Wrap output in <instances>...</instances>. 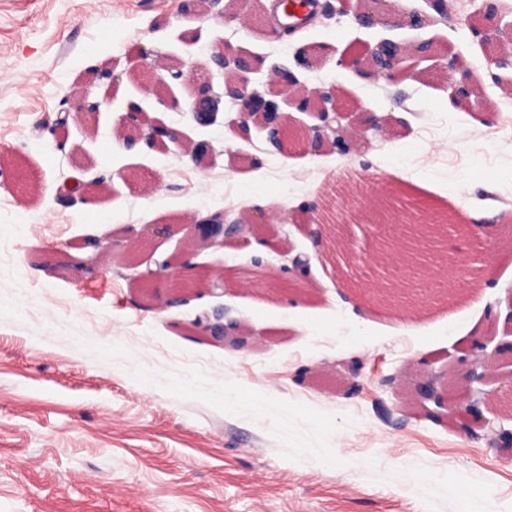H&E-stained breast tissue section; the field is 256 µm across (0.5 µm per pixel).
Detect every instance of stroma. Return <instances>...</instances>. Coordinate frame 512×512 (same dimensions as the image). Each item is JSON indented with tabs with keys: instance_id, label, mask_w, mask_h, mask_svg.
<instances>
[{
	"instance_id": "obj_1",
	"label": "stroma",
	"mask_w": 512,
	"mask_h": 512,
	"mask_svg": "<svg viewBox=\"0 0 512 512\" xmlns=\"http://www.w3.org/2000/svg\"><path fill=\"white\" fill-rule=\"evenodd\" d=\"M0 0V512H461L472 498L512 512V446L429 418L409 377L421 359L447 370L456 348L493 337L500 369L484 414L512 430V65L487 32L512 23V0H447L448 15L423 28L358 26L337 0L331 15L282 37L262 0ZM247 15L225 23V15ZM426 42L416 78L386 84L339 60L359 44ZM293 68L302 85H335L347 123L383 117L382 133L348 155L274 149L265 130L232 128L225 105L214 125L165 110L134 70L137 43L162 63L190 66L221 84L212 65L220 42ZM304 48L316 62L296 67ZM460 62L473 75L470 101L440 102ZM120 73L114 86L93 67ZM100 112L66 126L72 155L45 129L82 91ZM138 103L149 123L188 142L209 141L215 162L194 164L182 147L127 149L118 120ZM261 169H253L255 157ZM360 174L358 209L396 190L425 201L456 226L495 213L484 262L457 255L475 292L416 311V332L399 312L342 289L305 220L338 167ZM31 183L14 191L17 170ZM104 181L86 202H63L73 181ZM261 209L265 244L204 249V268L227 270L221 295L190 297L165 310L148 301L118 257L75 272L68 248L85 235L123 238L186 216ZM309 260L308 291L257 289L285 254ZM221 313L266 340L234 350L188 329L201 312Z\"/></svg>"
}]
</instances>
